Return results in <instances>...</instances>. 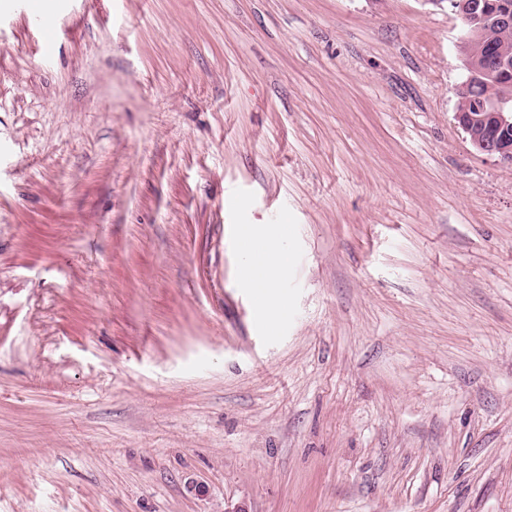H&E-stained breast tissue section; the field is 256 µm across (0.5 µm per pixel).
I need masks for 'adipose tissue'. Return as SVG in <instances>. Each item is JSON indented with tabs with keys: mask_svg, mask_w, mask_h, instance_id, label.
I'll list each match as a JSON object with an SVG mask.
<instances>
[{
	"mask_svg": "<svg viewBox=\"0 0 512 512\" xmlns=\"http://www.w3.org/2000/svg\"><path fill=\"white\" fill-rule=\"evenodd\" d=\"M242 254L248 287L262 297L268 312L279 310L282 299L276 291L277 283L287 272L289 264V257L279 239L250 230Z\"/></svg>",
	"mask_w": 512,
	"mask_h": 512,
	"instance_id": "1",
	"label": "adipose tissue"
}]
</instances>
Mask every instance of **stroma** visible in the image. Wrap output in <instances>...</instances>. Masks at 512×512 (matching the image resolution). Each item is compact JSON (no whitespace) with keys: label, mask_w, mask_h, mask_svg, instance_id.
Instances as JSON below:
<instances>
[{"label":"stroma","mask_w":512,"mask_h":512,"mask_svg":"<svg viewBox=\"0 0 512 512\" xmlns=\"http://www.w3.org/2000/svg\"><path fill=\"white\" fill-rule=\"evenodd\" d=\"M54 2L49 59L0 8V512H512V165L448 4ZM243 244L242 254L248 288L262 297L269 313H274L282 306V298L276 288L278 281L288 271V254L283 251L279 238L260 235L252 227ZM257 254L263 258L259 264L255 263Z\"/></svg>","instance_id":"35a3bbf8"}]
</instances>
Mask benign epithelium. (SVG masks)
<instances>
[{
  "label": "benign epithelium",
  "instance_id": "7a95c632",
  "mask_svg": "<svg viewBox=\"0 0 512 512\" xmlns=\"http://www.w3.org/2000/svg\"><path fill=\"white\" fill-rule=\"evenodd\" d=\"M457 16L468 23L459 47L469 51L465 61L469 76L457 90L455 120L470 136V143L480 153L512 164V49L508 47L512 32V12L498 14V34L492 37L482 28V6L472 0H455ZM491 56L486 68L473 65L482 50Z\"/></svg>",
  "mask_w": 512,
  "mask_h": 512
}]
</instances>
